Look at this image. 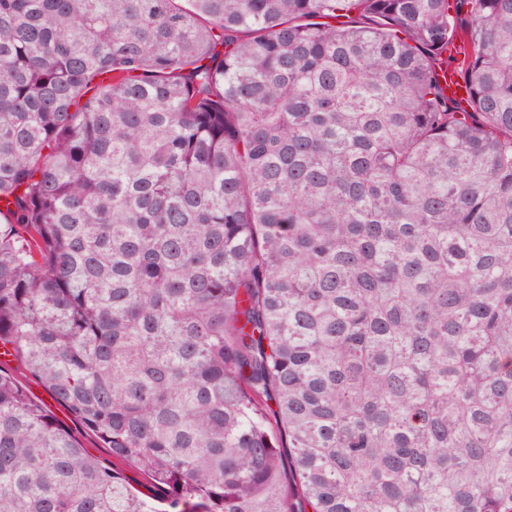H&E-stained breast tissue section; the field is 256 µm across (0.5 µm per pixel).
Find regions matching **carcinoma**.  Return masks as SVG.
<instances>
[{"label": "carcinoma", "instance_id": "cac0c4a2", "mask_svg": "<svg viewBox=\"0 0 512 512\" xmlns=\"http://www.w3.org/2000/svg\"><path fill=\"white\" fill-rule=\"evenodd\" d=\"M2 203L0 512H512V0H0ZM1 370L10 374L14 379L27 389L32 397L45 402L55 417L60 420L82 443L86 450L100 458L105 464L114 469L121 471L130 484L141 491H145L143 485L146 483L143 475L139 470L124 462H119L112 459L106 448H99L98 441L84 431L78 421L63 407L50 401L49 396L46 394L42 386L35 380L29 373L26 364L22 359L14 358L11 362L0 364Z\"/></svg>", "mask_w": 512, "mask_h": 512}]
</instances>
